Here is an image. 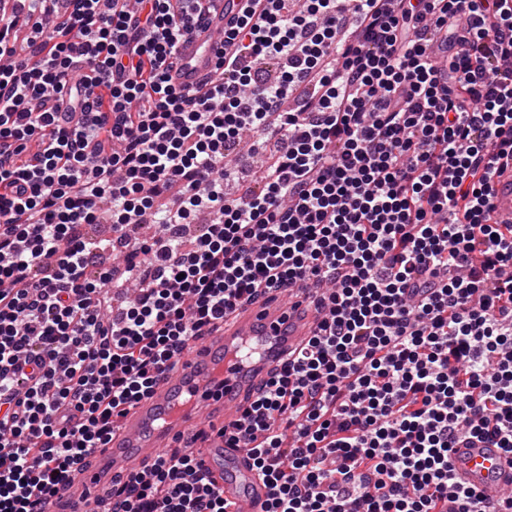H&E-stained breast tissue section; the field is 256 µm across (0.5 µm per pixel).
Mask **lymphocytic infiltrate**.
I'll return each mask as SVG.
<instances>
[{"label": "lymphocytic infiltrate", "mask_w": 512, "mask_h": 512, "mask_svg": "<svg viewBox=\"0 0 512 512\" xmlns=\"http://www.w3.org/2000/svg\"><path fill=\"white\" fill-rule=\"evenodd\" d=\"M208 9L0 0V512H44L192 341L296 283L319 331L218 431L264 512H512L449 462L512 454V224L491 203L512 0H250L186 94L168 72ZM247 132L273 151L229 198ZM97 223L122 265L97 269ZM106 512L228 510L173 449Z\"/></svg>", "instance_id": "f902f5d3"}]
</instances>
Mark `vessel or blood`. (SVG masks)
Here are the masks:
<instances>
[{
	"mask_svg": "<svg viewBox=\"0 0 512 512\" xmlns=\"http://www.w3.org/2000/svg\"><path fill=\"white\" fill-rule=\"evenodd\" d=\"M247 0H212L205 22L177 46L170 71L183 91L195 90L221 60L220 37L225 25L246 7ZM496 223L512 224V171L497 177L493 190ZM280 303L243 304L230 325L195 345L181 357L176 371L164 374L153 394L122 418L107 448L77 470L46 512H96L94 496L114 474L171 447L200 420L223 418L234 423L279 365L283 352L313 336L323 315L304 297L284 290ZM193 456L214 477L235 512H262L270 488L249 464L244 449L211 440ZM451 465L456 478L473 487L483 501H497L512 489V455L476 442L454 449Z\"/></svg>",
	"mask_w": 512,
	"mask_h": 512,
	"instance_id": "b4317fda",
	"label": "vessel or blood"
}]
</instances>
